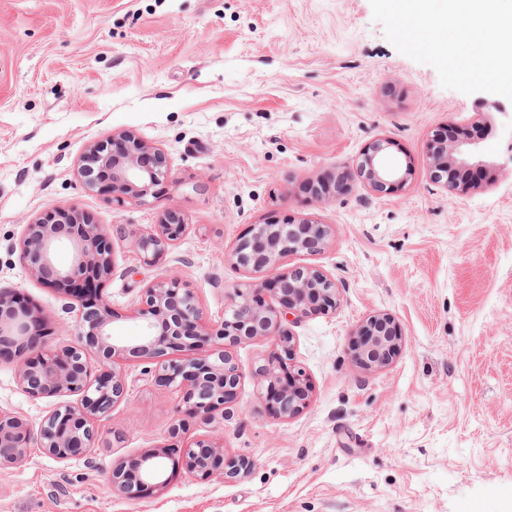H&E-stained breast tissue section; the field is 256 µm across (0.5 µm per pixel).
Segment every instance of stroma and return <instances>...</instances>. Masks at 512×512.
<instances>
[{"label": "stroma", "mask_w": 512, "mask_h": 512, "mask_svg": "<svg viewBox=\"0 0 512 512\" xmlns=\"http://www.w3.org/2000/svg\"><path fill=\"white\" fill-rule=\"evenodd\" d=\"M493 99L442 88L386 39L369 0H0V289L74 324L19 260L26 224L58 210L116 228L100 293L119 344L142 334L143 287L169 275L219 325L249 278L224 254L267 221L310 218L331 235L262 279L317 267L339 286L334 311L290 327L313 386L299 415L269 411L253 378L274 350L265 338L232 347L237 398L207 418L128 364L93 449L59 462L30 447L0 470V512H512V177L498 169L512 116ZM450 128L484 171L463 194L429 176L431 139ZM122 131L166 153L157 193L83 186L89 146ZM376 141L411 168L389 194L352 177ZM346 174L349 192L312 201L308 183ZM171 207L187 228L145 265L129 234L154 231ZM376 313L395 317L404 342L390 366L364 371L351 336ZM56 404L30 398L0 361V409L35 431ZM180 422L186 434L172 437ZM205 437L250 470L203 481L176 469L180 448ZM163 447L162 492L113 493V466Z\"/></svg>", "instance_id": "stroma-1"}]
</instances>
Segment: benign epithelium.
I'll return each mask as SVG.
<instances>
[{
  "label": "benign epithelium",
  "instance_id": "1",
  "mask_svg": "<svg viewBox=\"0 0 512 512\" xmlns=\"http://www.w3.org/2000/svg\"><path fill=\"white\" fill-rule=\"evenodd\" d=\"M470 142L456 138L430 152L434 180L455 191L459 185L448 171L471 166ZM384 144L374 143L359 156L358 176L365 186L377 191H393L411 176L403 168L384 160ZM79 174L89 188L106 186L110 192L143 198L170 174L166 154L130 132H121L91 145L81 160ZM349 189L348 180L320 186L311 184L316 199H329ZM62 222L51 224L37 218L26 225L19 260L31 275L62 294L65 309L78 310L76 340L64 346L42 347L34 360L23 358L46 334L36 335L35 324L48 325L51 315L21 304L19 297L0 291V358L17 359L18 383L29 397H76L60 402L43 420L39 446L60 462L86 455L98 438L96 423L109 415L124 398L125 386L117 371L120 361H148L155 380L183 392L185 412L208 416L237 396L241 372L230 347L257 337L269 339L275 352L255 369L266 387L265 400L284 418L303 411L310 401L311 384L306 372L294 362V336L285 324L297 323L315 310L336 309L338 286L318 268L289 270L275 282L255 278L270 264H278L301 251L322 248L329 228L308 218L284 224H256L252 236L243 238L225 254V260L254 275L233 289L224 307V322L217 330L203 323L196 295L180 285L176 277L156 279L143 288L140 315L148 319L143 336L130 346L111 342L109 327L112 308L98 294V285L112 277V241L109 226L97 224L75 211L61 212ZM186 228L182 213L168 209L151 233L135 236L137 250L150 265L164 253L170 242ZM67 241L72 260L56 264L54 254ZM403 335L388 314L372 315L355 331L352 358L365 371L388 367L396 356ZM32 432L21 417L0 409V469L20 464L31 447ZM164 450L144 455L132 463L141 492H159L168 482L162 458ZM186 472L203 480L218 474L233 479L251 466L245 458L225 457L224 445L212 439H198L183 448L178 460ZM126 465L112 468L113 492L132 498Z\"/></svg>",
  "mask_w": 512,
  "mask_h": 512
}]
</instances>
